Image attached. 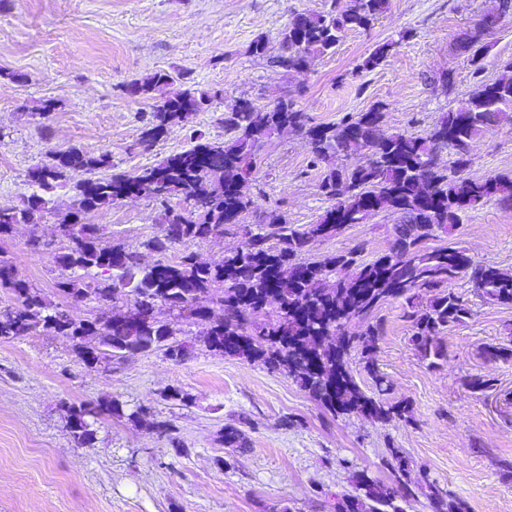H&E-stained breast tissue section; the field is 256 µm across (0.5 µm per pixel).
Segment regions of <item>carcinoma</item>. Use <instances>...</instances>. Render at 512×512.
<instances>
[{"label": "carcinoma", "mask_w": 512, "mask_h": 512, "mask_svg": "<svg viewBox=\"0 0 512 512\" xmlns=\"http://www.w3.org/2000/svg\"><path fill=\"white\" fill-rule=\"evenodd\" d=\"M385 8L386 0H352L343 11L333 7L323 14L298 13L282 31L280 52L271 57V63L298 73L302 58L314 62L336 47L342 33L368 28ZM509 15L512 0H495L483 25L461 36L458 49L475 66V88L423 136L379 132L382 112L378 109L313 125L287 97L263 106L243 101L224 113V141H192L133 175L97 176L98 170L112 167L106 153L95 155L76 146L56 152L52 162L30 170L28 179L35 190L21 205L0 209V237L10 234L16 224L41 223L48 210L47 193L70 187L72 208L59 224L69 246L60 256L62 276L56 291L72 301L130 300L135 311L91 320L64 319L59 316L62 306L12 278L8 262L0 258V290L15 298V306L0 309V340L34 332L65 336L73 342L78 360L90 368L128 353L156 349L180 362L186 354L185 343L177 339L173 327L154 317L156 306L164 304L177 316L204 324L201 342L211 350L283 371L337 413L361 412L381 422L406 417L405 406H386L366 396L350 372L336 376L337 349L341 348L337 339H344L348 352L360 350L364 369L383 391L388 384L375 370L373 358L383 329L378 313L385 304H401L405 318L412 322L413 345L431 367L445 357L436 336L472 316L461 297L448 289V282L460 276L478 280V297L488 303L512 304V274L475 266L460 248H425L437 232L453 230L461 213L485 200L497 197L512 202L511 176H463L479 134L494 123L512 122V62L503 65L494 80L480 78L487 36L496 22ZM392 48V43L378 46L363 68L377 67ZM173 81L168 73L156 72L126 84L127 92L150 94L156 100L139 141L145 147L168 128L189 122L219 96L217 90L192 87L169 96L165 89ZM462 112L470 115L465 126L456 122ZM287 126L308 135L312 162L327 166L320 191L331 207L303 230L290 227L280 211L271 209L257 231L247 232L242 247L231 255L203 264L187 252L176 263L161 259L143 268L137 255L103 242L97 225L82 221L85 214L109 208L136 189L162 206L159 222L165 232L146 242L149 250L163 256L178 243L222 236L254 205L249 184L264 140ZM445 150L448 165H434L437 154ZM358 151L362 158L355 164L341 163ZM227 177L238 178L241 190L220 191ZM175 197L182 207L170 205ZM189 200L204 203L202 219L193 217V210L185 206ZM380 211L400 216L391 252L369 262L363 261L359 247L322 261L303 258L312 241L336 234L345 224H362ZM351 267L356 269L354 276L337 279L333 288L325 287L330 275ZM93 270L102 279L86 282L79 275ZM354 319L363 321L364 329L350 334L346 327ZM68 410L78 419L70 428L75 444L90 448L99 417L112 414L118 406L107 400L71 404ZM360 483L364 497L337 499L336 512H399L396 498H410L424 489L434 512L462 509L427 475L415 489L404 481L393 487L364 476Z\"/></svg>", "instance_id": "cac0c4a2"}]
</instances>
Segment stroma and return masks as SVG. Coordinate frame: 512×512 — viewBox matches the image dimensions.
Segmentation results:
<instances>
[{"instance_id":"1","label":"stroma","mask_w":512,"mask_h":512,"mask_svg":"<svg viewBox=\"0 0 512 512\" xmlns=\"http://www.w3.org/2000/svg\"><path fill=\"white\" fill-rule=\"evenodd\" d=\"M493 0H387L365 30L348 32L336 48L314 60L305 76H290L250 52L264 38L278 52L281 32L298 13H323L331 0H0V208L19 205L32 191L29 171L54 152L76 146L109 153L112 172L134 173L187 147L191 137H224L221 120L240 100L262 106L294 99L313 123L381 108L384 132L422 134L473 90L474 66L457 53L461 35L479 22ZM484 79L512 61V18L487 37ZM393 48L374 69L364 59L382 43ZM165 71L174 82L222 90L223 96L151 146L139 143L152 110L150 98L124 86ZM450 74V85L440 77ZM51 112L39 114L44 101ZM324 166H311L305 138L284 129L266 139L250 193L261 209H278L296 229L328 208L319 191ZM512 173V123L477 139L466 177ZM72 202L56 189L41 224L15 225L0 238L10 273L63 303L78 320L102 303L61 301L55 283L67 240L58 225ZM161 207L130 197L85 214L103 241L156 263L144 244L161 235ZM259 212L241 229L174 246L212 262L239 248ZM398 216L382 211L362 224L344 225L313 242L311 261L362 246L363 260L388 252ZM39 249L28 246L31 238ZM429 247L465 249L472 261L512 273V206L491 198L462 213L453 233ZM472 309L442 337L447 356L429 367L415 350L401 305H384V329L375 365L389 384L387 405L409 406V420L382 423L359 413L335 414L286 373L206 348L200 324L179 320L181 362L163 351L135 353L111 368H88L63 336L0 341V512H336L337 496H363L359 476L392 485L390 448L407 463L408 480L435 479L465 512H512V360H490V345L512 346V306L474 295L467 279L452 282ZM490 379L485 394L470 376ZM186 402L169 400L171 390ZM111 398L120 415L102 416L93 447L80 448L66 427L73 403ZM145 417H138V410ZM172 426L180 448L160 436L155 422ZM238 428L242 448L225 447V427Z\"/></svg>"}]
</instances>
